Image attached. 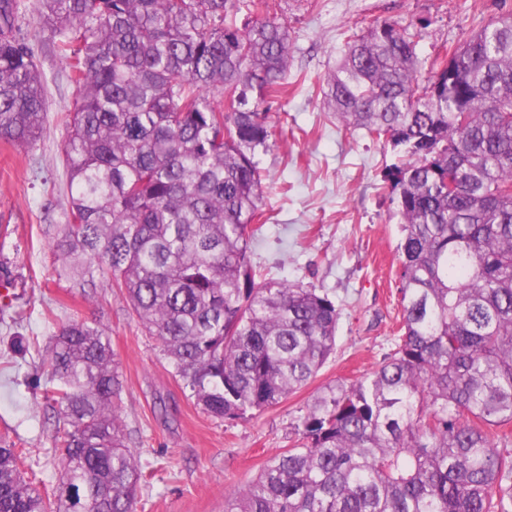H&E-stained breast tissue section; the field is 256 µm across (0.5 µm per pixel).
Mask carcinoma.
Instances as JSON below:
<instances>
[{
	"label": "carcinoma",
	"instance_id": "cac0c4a2",
	"mask_svg": "<svg viewBox=\"0 0 512 512\" xmlns=\"http://www.w3.org/2000/svg\"><path fill=\"white\" fill-rule=\"evenodd\" d=\"M37 2L0 0V139L27 148L43 129L45 77L21 32L34 14L78 93L56 278L109 276L208 415L280 404L335 352L340 316L328 292L252 263L288 22L269 0ZM418 36L375 21L317 77L340 123L406 157L389 178L400 335L371 374L316 399L297 444L224 512H512V10L430 63ZM48 349L57 495L4 441L0 512H135L108 332L73 318Z\"/></svg>",
	"mask_w": 512,
	"mask_h": 512
}]
</instances>
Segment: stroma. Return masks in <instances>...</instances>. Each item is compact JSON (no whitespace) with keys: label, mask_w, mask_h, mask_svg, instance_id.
<instances>
[{"label":"stroma","mask_w":512,"mask_h":512,"mask_svg":"<svg viewBox=\"0 0 512 512\" xmlns=\"http://www.w3.org/2000/svg\"><path fill=\"white\" fill-rule=\"evenodd\" d=\"M502 0H276L290 28L288 95L271 109L277 143L260 153L270 189L252 261L266 277L327 291L341 312L335 354L304 388L239 420L215 419L188 399L158 342L119 289L101 283L91 298L57 280L59 259L44 214L67 203L65 112L76 99L65 63L34 19L22 25L46 77L47 115L32 146L0 142V266L13 286L0 300V438L25 451L24 469L54 494L62 455L45 420L48 338L58 324L85 318L110 334L123 382L125 432L145 481L136 512H224V498L247 486L271 456L292 447L295 427L336 382L369 375L394 347L401 315L396 288L400 217L386 185L400 154L326 112L314 80L331 68L347 29L370 22L425 21L417 52L432 59L494 21Z\"/></svg>","instance_id":"stroma-1"}]
</instances>
